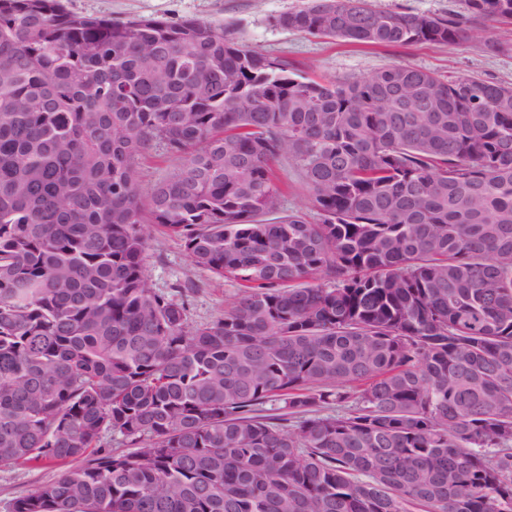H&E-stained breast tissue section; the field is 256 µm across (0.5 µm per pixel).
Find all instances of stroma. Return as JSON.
Segmentation results:
<instances>
[{
	"label": "stroma",
	"instance_id": "obj_1",
	"mask_svg": "<svg viewBox=\"0 0 512 512\" xmlns=\"http://www.w3.org/2000/svg\"><path fill=\"white\" fill-rule=\"evenodd\" d=\"M306 0H66L69 9L112 19L158 17L172 23L197 18L215 26H231L244 45L273 57H285L313 77L362 78L385 65L402 62L451 78L478 76L512 83V53L489 56L479 38L458 47L418 44L406 47H358L343 40L303 35L273 27L272 16L296 9ZM146 269L153 288L172 293L175 284L192 281L195 289L184 298L192 325L211 322L224 314L236 284L188 265L180 244L160 231L149 241ZM59 466L0 469V512L13 499L54 480Z\"/></svg>",
	"mask_w": 512,
	"mask_h": 512
}]
</instances>
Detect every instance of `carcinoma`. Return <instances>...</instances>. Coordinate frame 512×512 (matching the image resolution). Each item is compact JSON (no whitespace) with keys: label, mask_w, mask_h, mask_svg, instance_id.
Returning <instances> with one entry per match:
<instances>
[{"label":"carcinoma","mask_w":512,"mask_h":512,"mask_svg":"<svg viewBox=\"0 0 512 512\" xmlns=\"http://www.w3.org/2000/svg\"><path fill=\"white\" fill-rule=\"evenodd\" d=\"M271 23L498 54L512 0ZM153 226L238 283L222 317L151 287ZM44 462L11 512H512V86L0 0V467ZM171 161L166 157L161 146H157L149 156L140 163V178L144 189L162 180L168 173ZM276 171L280 179L288 184V194L284 202L285 209L300 210L312 218L314 211L310 208L309 192L297 170L287 161L281 160L276 164Z\"/></svg>","instance_id":"cac0c4a2"}]
</instances>
